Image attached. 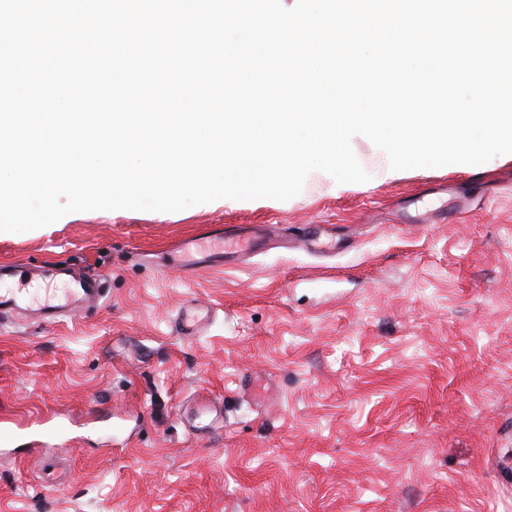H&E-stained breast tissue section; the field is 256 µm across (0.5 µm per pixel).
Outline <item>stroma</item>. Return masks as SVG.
I'll use <instances>...</instances> for the list:
<instances>
[{
  "label": "stroma",
  "instance_id": "stroma-1",
  "mask_svg": "<svg viewBox=\"0 0 512 512\" xmlns=\"http://www.w3.org/2000/svg\"><path fill=\"white\" fill-rule=\"evenodd\" d=\"M311 173L266 205L84 211L0 237L34 266L104 274L91 311L0 319V512H512V160ZM249 234L185 273L201 226ZM212 307L195 336L187 302ZM224 409L202 438L185 412ZM209 317V310L189 302L179 312L175 322L177 334L191 336L195 334Z\"/></svg>",
  "mask_w": 512,
  "mask_h": 512
}]
</instances>
